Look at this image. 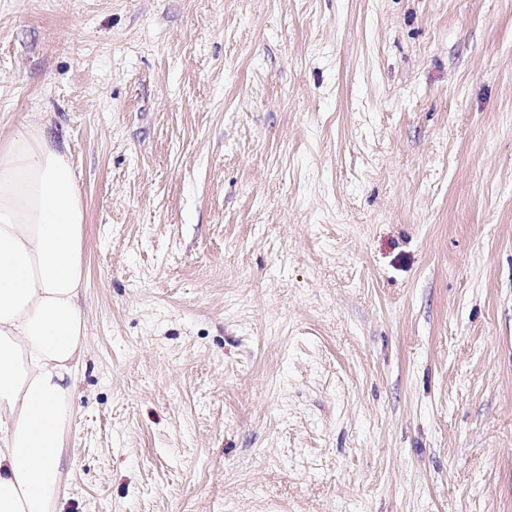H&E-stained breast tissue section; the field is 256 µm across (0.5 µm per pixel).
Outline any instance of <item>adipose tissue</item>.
Here are the masks:
<instances>
[{
    "label": "adipose tissue",
    "mask_w": 512,
    "mask_h": 512,
    "mask_svg": "<svg viewBox=\"0 0 512 512\" xmlns=\"http://www.w3.org/2000/svg\"><path fill=\"white\" fill-rule=\"evenodd\" d=\"M85 224L47 123L0 139V512H58L86 353Z\"/></svg>",
    "instance_id": "ef3b65f1"
}]
</instances>
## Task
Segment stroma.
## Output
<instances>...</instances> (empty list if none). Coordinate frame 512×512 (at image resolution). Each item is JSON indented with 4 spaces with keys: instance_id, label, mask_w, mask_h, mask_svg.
Here are the masks:
<instances>
[{
    "instance_id": "stroma-1",
    "label": "stroma",
    "mask_w": 512,
    "mask_h": 512,
    "mask_svg": "<svg viewBox=\"0 0 512 512\" xmlns=\"http://www.w3.org/2000/svg\"><path fill=\"white\" fill-rule=\"evenodd\" d=\"M87 211L61 512H512V0H0V136Z\"/></svg>"
}]
</instances>
